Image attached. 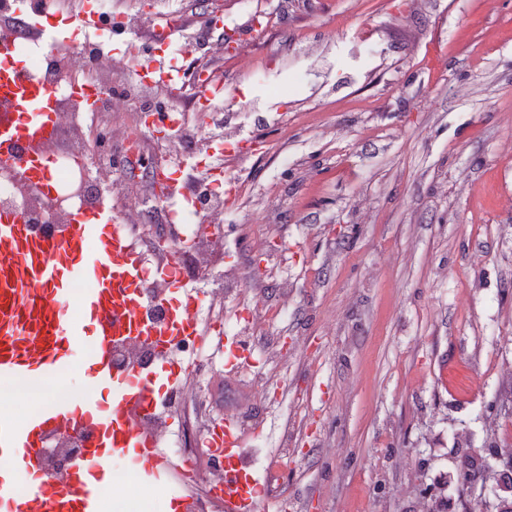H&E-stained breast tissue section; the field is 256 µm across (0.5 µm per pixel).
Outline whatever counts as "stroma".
<instances>
[{
	"label": "stroma",
	"mask_w": 512,
	"mask_h": 512,
	"mask_svg": "<svg viewBox=\"0 0 512 512\" xmlns=\"http://www.w3.org/2000/svg\"><path fill=\"white\" fill-rule=\"evenodd\" d=\"M191 2L185 68L211 11L271 16L236 54L208 39L242 192L200 286L225 288L224 337H263L239 372L212 358L174 432L240 422L287 512H486L456 477L512 451V0ZM152 30L99 39L124 71ZM127 183L119 220L163 223L149 177Z\"/></svg>",
	"instance_id": "1"
}]
</instances>
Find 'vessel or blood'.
Returning a JSON list of instances; mask_svg holds the SVG:
<instances>
[{
	"label": "vessel or blood",
	"mask_w": 512,
	"mask_h": 512,
	"mask_svg": "<svg viewBox=\"0 0 512 512\" xmlns=\"http://www.w3.org/2000/svg\"><path fill=\"white\" fill-rule=\"evenodd\" d=\"M47 23L87 31L103 19L86 7L51 15ZM138 76L164 88L180 83L154 61ZM65 89L84 101L86 112L97 110V94L85 81L67 80ZM58 105L57 90L33 81L14 40L0 35V169H18L26 187L47 196L54 184L45 145L56 136ZM175 260V253H167L155 273L164 284L166 316L150 322L140 314L151 290L144 257L119 230L108 199L74 211L49 236L17 213L0 210V384L64 373L72 342L90 339L83 357L89 391L42 400L21 421L0 411V512H102L111 486L104 464L112 457L125 458L135 476L167 484L169 512H193V464H174L148 428L165 394L191 370L173 354L174 344L205 338L195 289L169 274ZM81 283L85 291L73 297ZM73 304L74 316L68 313ZM130 343L149 347L151 362L116 367L117 350ZM61 435L84 441L80 456L59 473L49 468L44 448L48 437ZM205 445L224 460V484L210 486L209 495L223 502L224 512H256L260 483L244 455L239 425L212 423Z\"/></svg>",
	"instance_id": "vessel-or-blood-1"
}]
</instances>
